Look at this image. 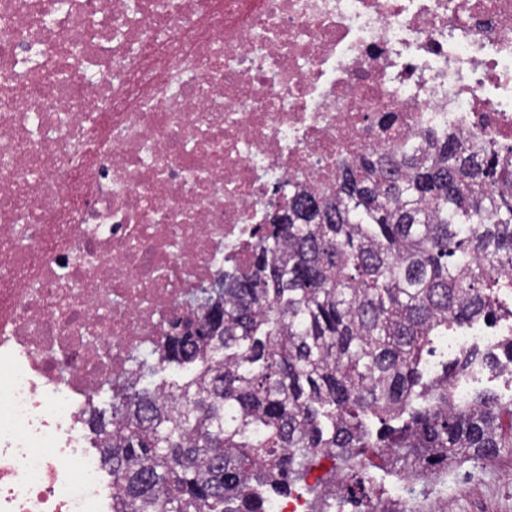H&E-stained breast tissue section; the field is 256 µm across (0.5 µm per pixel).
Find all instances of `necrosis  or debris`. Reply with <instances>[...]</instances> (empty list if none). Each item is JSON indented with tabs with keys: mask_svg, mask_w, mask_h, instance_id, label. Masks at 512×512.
I'll return each mask as SVG.
<instances>
[{
	"mask_svg": "<svg viewBox=\"0 0 512 512\" xmlns=\"http://www.w3.org/2000/svg\"><path fill=\"white\" fill-rule=\"evenodd\" d=\"M432 131L512 147V0H0V512H110L78 395L273 190Z\"/></svg>",
	"mask_w": 512,
	"mask_h": 512,
	"instance_id": "1",
	"label": "necrosis or debris"
}]
</instances>
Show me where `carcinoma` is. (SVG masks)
Returning <instances> with one entry per match:
<instances>
[{
  "instance_id": "carcinoma-1",
  "label": "carcinoma",
  "mask_w": 512,
  "mask_h": 512,
  "mask_svg": "<svg viewBox=\"0 0 512 512\" xmlns=\"http://www.w3.org/2000/svg\"><path fill=\"white\" fill-rule=\"evenodd\" d=\"M512 148L477 158L448 135L366 155L331 197L288 198L249 257L186 304L89 424L112 472V512H267L299 484L324 508L336 471L398 478L443 459L488 461L512 448V398H456L455 385L512 359L474 346L423 367L434 338L512 317ZM188 369L179 382L151 379ZM364 512H418L367 500Z\"/></svg>"
}]
</instances>
